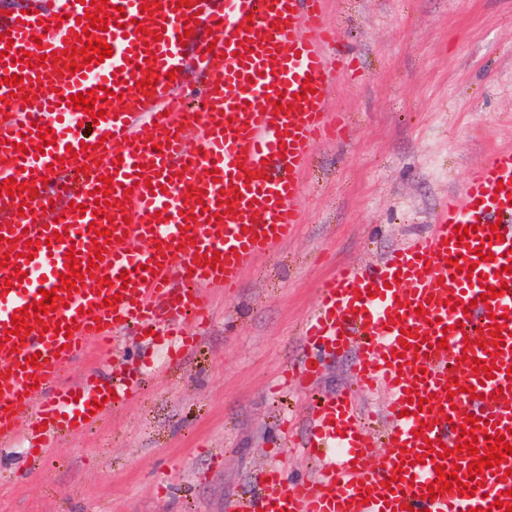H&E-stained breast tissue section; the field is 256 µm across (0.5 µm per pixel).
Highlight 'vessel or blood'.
<instances>
[{"label": "vessel or blood", "mask_w": 512, "mask_h": 512, "mask_svg": "<svg viewBox=\"0 0 512 512\" xmlns=\"http://www.w3.org/2000/svg\"><path fill=\"white\" fill-rule=\"evenodd\" d=\"M329 0H108L128 23L93 30L111 45L103 62L70 72L65 46H76L78 17L89 0H55L44 9L28 0L0 22V184L11 178L34 184L29 206L0 197V442L20 419L68 420L87 426L96 385L61 384L64 369L105 333L167 332V365L179 363L198 342L181 319H203L206 287L238 288L256 258L287 243L301 222V177L318 144L334 137L330 117L333 77L343 58L324 47L332 39ZM199 29L187 32L189 22ZM210 37H203L202 29ZM155 41H148V34ZM187 42H179V35ZM59 52L56 63L18 67L32 57ZM200 64L205 109L184 104L188 57ZM154 86H145L148 71ZM22 73L17 86L6 76ZM116 98L103 102L105 90ZM94 91L105 113L93 129L68 98ZM282 108H275V101ZM148 123L139 133V120ZM56 138L36 154L40 126ZM196 153L184 147L188 136ZM42 145V144H41ZM113 177L107 204L93 192L103 174ZM84 205L85 213L72 212ZM112 218L113 237L98 267L90 222ZM470 227L458 238L456 226ZM498 238H491L492 230ZM60 240H52L53 232ZM36 248H29V241ZM494 258L480 260L476 247ZM83 279L73 280L67 306L42 320L27 317L30 333L12 335L15 310L39 301L40 290L59 286L67 253ZM512 145L487 152L468 181L450 193L425 237L405 242L361 270L342 268L320 289L317 309L302 329L305 354L289 379L312 382L325 356L353 351V370L368 391H383L386 461L376 464L363 415L343 393L329 394L311 410L305 454L319 469L303 480L284 468L262 471L258 493L230 503L231 512H490L496 501L512 506V455L506 464L471 478L467 451L457 450L466 415L478 451L489 438L512 444ZM474 276H467V267ZM23 281H16L17 271ZM13 287H6V280ZM502 288L480 302L483 286ZM119 303H112V296ZM426 318H418V310ZM505 316V346L493 355L494 319ZM68 333L58 332V325ZM446 348H438L439 339ZM405 356L393 358L392 350ZM41 354L37 367L26 359ZM496 365L495 376L486 369ZM112 407L134 401L140 382L113 380ZM427 399L420 409L418 399ZM422 429L414 437V429ZM450 453L438 457L436 444ZM337 458L325 461V449ZM472 484L473 495L430 494L436 465Z\"/></svg>", "instance_id": "1"}]
</instances>
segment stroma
Segmentation results:
<instances>
[{
  "label": "stroma",
  "mask_w": 512,
  "mask_h": 512,
  "mask_svg": "<svg viewBox=\"0 0 512 512\" xmlns=\"http://www.w3.org/2000/svg\"><path fill=\"white\" fill-rule=\"evenodd\" d=\"M331 20L352 67L333 102L340 132L304 177L294 239L256 260L232 294L210 289V325L181 366L126 338L67 369L76 382L145 374L140 397L62 435L43 457L27 430L0 443V512H225L250 474L297 453L311 398L276 393L303 355L300 328L317 285L343 264L365 265L431 229L449 191L487 151L512 143V0H333ZM347 352L319 392L354 394L367 414L382 396L359 390ZM294 417L292 438L279 434Z\"/></svg>",
  "instance_id": "1"
}]
</instances>
